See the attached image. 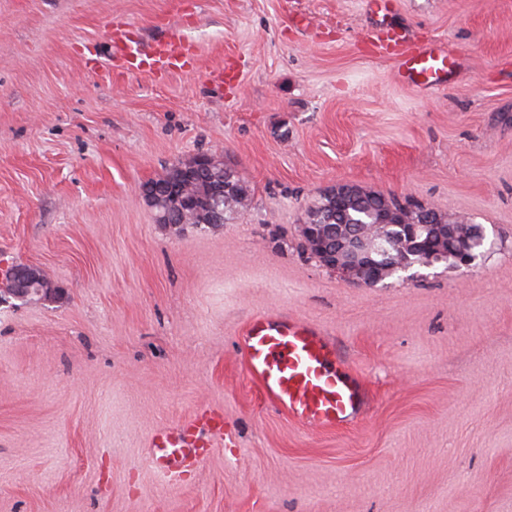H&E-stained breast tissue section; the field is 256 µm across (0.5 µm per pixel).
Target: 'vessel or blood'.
<instances>
[{
    "instance_id": "vessel-or-blood-1",
    "label": "vessel or blood",
    "mask_w": 512,
    "mask_h": 512,
    "mask_svg": "<svg viewBox=\"0 0 512 512\" xmlns=\"http://www.w3.org/2000/svg\"><path fill=\"white\" fill-rule=\"evenodd\" d=\"M380 53L396 56L401 81L415 87L447 82L460 59L447 47L415 44L404 28L381 25L372 33ZM114 60L165 71L190 65L192 53L172 41L151 51L140 48L133 32L110 34ZM238 344L248 377L271 405L299 423L312 427L341 426L361 412L364 391L313 324L293 317L265 315L252 319ZM223 412L204 408L189 422L155 430L149 439L150 464L164 481L181 483L207 459L220 442H232Z\"/></svg>"
}]
</instances>
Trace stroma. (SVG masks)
Segmentation results:
<instances>
[{"label": "stroma", "mask_w": 512, "mask_h": 512, "mask_svg": "<svg viewBox=\"0 0 512 512\" xmlns=\"http://www.w3.org/2000/svg\"><path fill=\"white\" fill-rule=\"evenodd\" d=\"M113 19L196 66L117 71ZM391 21L464 69L401 83L367 0H0V266L60 288L0 298V512H512V0H396ZM203 152L247 209L156 223L140 185ZM338 183L480 225L479 257L344 281L299 233ZM266 312L357 372L353 426L261 399L237 336ZM204 405L235 444L170 485L150 435Z\"/></svg>", "instance_id": "35a3bbf8"}]
</instances>
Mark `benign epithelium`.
Instances as JSON below:
<instances>
[{"label":"benign epithelium","instance_id":"obj_1","mask_svg":"<svg viewBox=\"0 0 512 512\" xmlns=\"http://www.w3.org/2000/svg\"><path fill=\"white\" fill-rule=\"evenodd\" d=\"M220 166V159L210 153L198 155L193 166L183 170L186 181L200 170ZM172 206L182 214L203 216L195 199L177 191ZM303 245L326 268L343 280L358 286L375 287L389 274L414 266L431 268L441 261L471 266L483 244L481 230L467 231L458 218L433 215L426 207H408L395 216L388 208L384 224L353 228L349 224H302ZM6 293L25 300L33 295H50L57 286L36 266L14 267L0 283Z\"/></svg>","mask_w":512,"mask_h":512}]
</instances>
